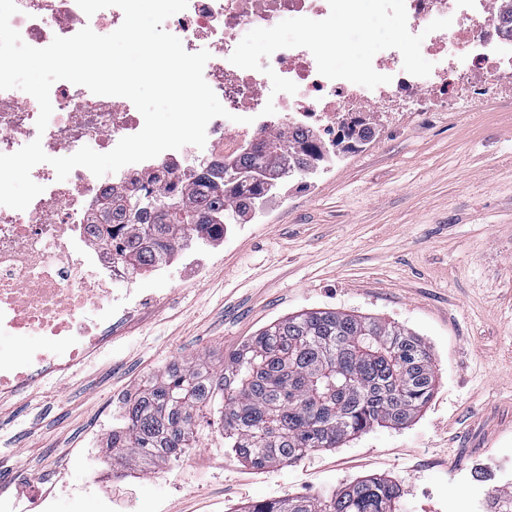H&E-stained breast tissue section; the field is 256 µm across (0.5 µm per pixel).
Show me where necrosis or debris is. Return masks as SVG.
I'll list each match as a JSON object with an SVG mask.
<instances>
[{"instance_id":"obj_1","label":"necrosis or debris","mask_w":512,"mask_h":512,"mask_svg":"<svg viewBox=\"0 0 512 512\" xmlns=\"http://www.w3.org/2000/svg\"><path fill=\"white\" fill-rule=\"evenodd\" d=\"M16 5L11 25L35 48L87 26L115 31L124 18L117 7L86 16L76 0H16ZM405 6L409 31L425 35L421 51L433 61L428 76L406 73L401 53L386 49L372 65L391 81L369 89L322 76L307 49H281L267 63L297 85L293 94L273 93L264 73L230 62L238 32L246 26L268 28L280 19H325L328 0H188L184 11L168 18V32L187 52H210L204 79L235 119L213 118L204 147L168 150L101 177L78 167L60 182L52 165L38 164L31 178L42 193L22 211L0 205V337L40 336L48 342L35 354L0 346V388L33 387L48 373L75 367L92 341L89 316L126 308L128 295L113 294L112 284L134 280V271L99 238L94 221L106 193L146 187L190 194L189 157L233 161L260 138L280 131L305 134L307 148L323 168L341 152L363 147L380 126L397 125L410 104L424 114L467 105L489 92L512 94V35L502 9L491 0H405ZM445 17L452 20L448 29L427 32L430 22ZM271 98L277 107L267 115L263 108ZM50 100L53 114L41 132L38 105L0 91V153L16 152L36 139L52 157L84 146L106 153L142 126L131 101L96 95L81 85L52 86Z\"/></svg>"}]
</instances>
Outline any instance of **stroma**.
<instances>
[{"label": "stroma", "mask_w": 512, "mask_h": 512, "mask_svg": "<svg viewBox=\"0 0 512 512\" xmlns=\"http://www.w3.org/2000/svg\"><path fill=\"white\" fill-rule=\"evenodd\" d=\"M238 232L175 252L148 308L102 322L105 343L39 387L0 394V495L29 512L52 488L111 491L115 512H237L256 500L322 499L370 476L397 482L396 512H483L512 488V96L381 129L301 187L285 185ZM335 309L408 328L436 371L406 426L377 427L288 466L224 451L218 415L179 460L112 475L110 434L133 396L181 361L215 365L272 322ZM94 447L98 485L73 457Z\"/></svg>", "instance_id": "stroma-1"}]
</instances>
